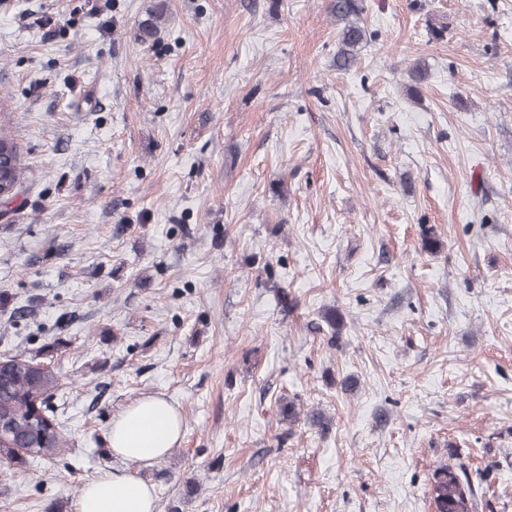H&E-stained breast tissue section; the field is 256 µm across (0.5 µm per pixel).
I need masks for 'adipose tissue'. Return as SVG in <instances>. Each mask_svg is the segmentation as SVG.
I'll list each match as a JSON object with an SVG mask.
<instances>
[{
  "mask_svg": "<svg viewBox=\"0 0 512 512\" xmlns=\"http://www.w3.org/2000/svg\"><path fill=\"white\" fill-rule=\"evenodd\" d=\"M183 436L177 410L163 397L136 400L113 418L109 447L114 456L146 466L163 459ZM155 489L132 473L107 471L78 491L73 512H156Z\"/></svg>",
  "mask_w": 512,
  "mask_h": 512,
  "instance_id": "1",
  "label": "adipose tissue"
}]
</instances>
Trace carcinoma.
Segmentation results:
<instances>
[{
  "mask_svg": "<svg viewBox=\"0 0 512 512\" xmlns=\"http://www.w3.org/2000/svg\"><path fill=\"white\" fill-rule=\"evenodd\" d=\"M361 0H331L330 12L341 23L336 67L347 71L356 63L358 47L366 40L361 25ZM0 165L7 174L10 191L0 202H10L18 193L22 176L20 146L14 138L0 134ZM0 382V423L11 445L0 447V457L9 456L13 447L26 449L31 458L53 456L60 452L62 439L57 431L55 411L49 399L60 384L56 374L31 359L9 356ZM431 492L437 512H472L474 492L470 481L459 469L447 466L434 475Z\"/></svg>",
  "mask_w": 512,
  "mask_h": 512,
  "instance_id": "cac0c4a2",
  "label": "carcinoma"
}]
</instances>
